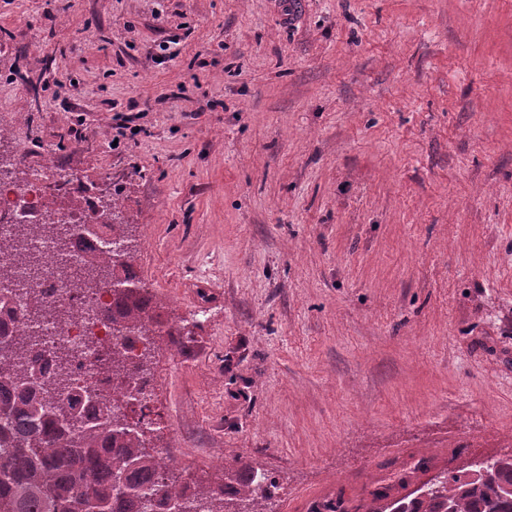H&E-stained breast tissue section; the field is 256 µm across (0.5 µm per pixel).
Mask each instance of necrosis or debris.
<instances>
[{"instance_id":"4bbe7bcc","label":"necrosis or debris","mask_w":512,"mask_h":512,"mask_svg":"<svg viewBox=\"0 0 512 512\" xmlns=\"http://www.w3.org/2000/svg\"><path fill=\"white\" fill-rule=\"evenodd\" d=\"M14 156H0V244L11 242L20 227L25 224L38 225L36 234L27 239L30 252L41 256L48 265L58 261L56 245L52 237L43 231L45 222L59 224H97L101 230L97 235L75 234L71 239L68 261L75 267H85L88 257L97 252L119 250L113 241L108 226L113 215L121 214V207L105 210L99 194L88 187L84 180L74 173L55 168L51 160L27 166L23 176H16ZM75 198L80 208L75 212L55 211L50 202L57 196ZM20 272L15 269L7 255L0 254V293L11 296L13 309L24 310L32 293H40L52 304L72 303L74 316L66 323H31L27 332L32 336H50L57 344L79 351L78 376H86V365L95 346L110 343L112 330L103 318L105 309L112 302L110 290L99 288L86 291L85 288H71L68 283L53 277L38 282L36 290H22L16 283Z\"/></svg>"}]
</instances>
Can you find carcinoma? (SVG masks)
<instances>
[{"instance_id":"cac0c4a2","label":"carcinoma","mask_w":512,"mask_h":512,"mask_svg":"<svg viewBox=\"0 0 512 512\" xmlns=\"http://www.w3.org/2000/svg\"><path fill=\"white\" fill-rule=\"evenodd\" d=\"M112 238L124 248L94 257L89 267L111 288L112 346L97 350L92 370L112 375L116 396L81 387L72 378V352L50 347L40 336L12 333L14 319L0 324L9 342L0 345V512H142L154 506L170 512L171 504L196 503L205 512H274L270 491L278 488L272 475L260 482L262 470L252 466L224 470L217 484L181 482L169 472L151 446L155 419L152 399L133 390L149 379L154 345L166 322L156 311L149 288L133 269L135 246L129 224L111 225ZM14 249L20 266L41 257L19 240ZM24 316L31 322L71 317L66 306L44 302L35 295ZM139 336L143 349L135 357L124 350L128 337ZM126 473L130 492H113L116 471ZM389 487L372 493L366 512H512V456L488 463L474 461L470 469L439 474L414 492L389 498ZM311 512H349L338 498L318 502Z\"/></svg>"}]
</instances>
